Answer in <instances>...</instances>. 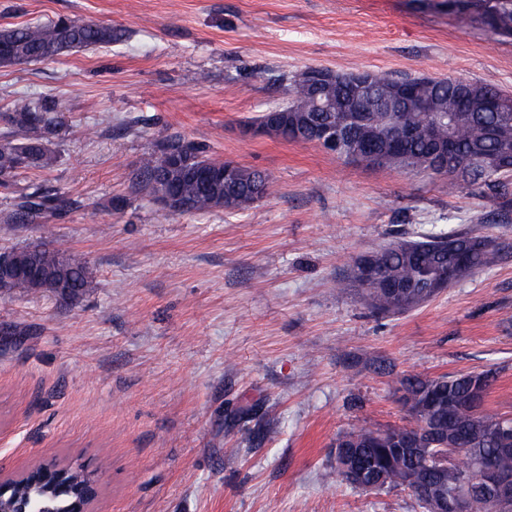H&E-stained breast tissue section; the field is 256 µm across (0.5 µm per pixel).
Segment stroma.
<instances>
[{
    "label": "stroma",
    "mask_w": 512,
    "mask_h": 512,
    "mask_svg": "<svg viewBox=\"0 0 512 512\" xmlns=\"http://www.w3.org/2000/svg\"><path fill=\"white\" fill-rule=\"evenodd\" d=\"M61 17L125 37L0 67V111L52 94L69 125L20 184L78 203L0 224V252L48 240L96 280L73 301L0 295V471L83 463L95 512H422L324 473L344 432L412 425L409 375L493 372L485 409L512 414V209L255 127L310 67L512 96V37L438 0H0V29ZM163 130L271 193L239 213L166 209L131 182ZM435 228L493 241L497 264L396 316L343 289L362 256Z\"/></svg>",
    "instance_id": "obj_1"
}]
</instances>
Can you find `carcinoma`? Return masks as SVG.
Masks as SVG:
<instances>
[{
  "label": "carcinoma",
  "mask_w": 512,
  "mask_h": 512,
  "mask_svg": "<svg viewBox=\"0 0 512 512\" xmlns=\"http://www.w3.org/2000/svg\"><path fill=\"white\" fill-rule=\"evenodd\" d=\"M467 13L478 23L485 22L487 10H493L490 28L493 33L512 36V0H466ZM123 30L78 18L60 17L47 23L27 24L0 30V67L23 63H40L60 55L94 47L110 46L124 39ZM360 72H336L326 82L320 94L308 81L295 75L288 79L287 100L268 109L276 111L280 121L270 136L285 141L292 139L290 130L314 117L323 122L339 124L340 113L319 112L317 102L344 101L351 81ZM376 87L367 102L368 122L350 127L356 141L368 142L373 152L387 157V166L403 171H416L431 178L448 180V190L471 189L487 200L512 195V142L502 143L488 136V128L501 121L512 123V97L488 84L456 77H416L391 79L370 74ZM419 86L422 97L434 101L448 112V103L456 102V111L449 112L457 135L456 155L448 160L445 172L431 169L429 137L424 113L413 105L401 109L403 122L391 125L393 115L380 105L383 98H392L400 85ZM499 98L505 102L501 112H473L467 100ZM409 127L412 135L402 138L401 129ZM66 133L61 120L59 103L51 96L37 101L19 98L10 109L0 112V191L15 194L14 208L0 217V224H33L38 220L60 216L75 204L69 194L32 184L17 190L21 174L52 163L51 139ZM479 155L496 156L504 165L484 172L472 163ZM235 187L224 185L223 165L206 155V148L186 141L178 134H166L156 149L145 156L136 168L133 179L149 188L155 200L167 196L177 198L179 213H207L215 209L243 212L264 198L269 180L256 170L236 167ZM460 254L468 263L456 269L459 281L474 271L492 266L499 257L498 249L477 236L441 229L423 233L415 239L392 242L365 260L373 263L378 273L391 287L399 288L396 295L384 288H364L357 271H352L344 289L361 291L367 307L375 313L395 315L408 312L427 302L442 291L436 284L439 273L453 265ZM25 257L33 275L12 279L0 276V294L12 295L48 291L64 300H75L92 287L93 266L82 256L67 253L46 243L30 244L0 255L3 260ZM402 387L414 396L415 403L404 404L414 425L392 428L384 433L398 439L391 446L371 447L369 442L383 433L378 429L356 427L338 439L346 451L359 454L371 474H383L378 490L406 489L420 507H425L419 486L435 477L441 466L448 467L453 484L470 480L477 461L488 459L494 467L512 475V436L503 439L497 426L509 415L472 412V378L469 375H442L422 378L412 375L401 381ZM425 431L435 442V449L421 455L404 442ZM459 436L471 439L466 450L454 447ZM66 483L54 491L29 480L14 484L5 497L18 502H40L52 512H69L75 494L97 495L94 472L79 463L65 465Z\"/></svg>",
  "instance_id": "cac0c4a2"
}]
</instances>
